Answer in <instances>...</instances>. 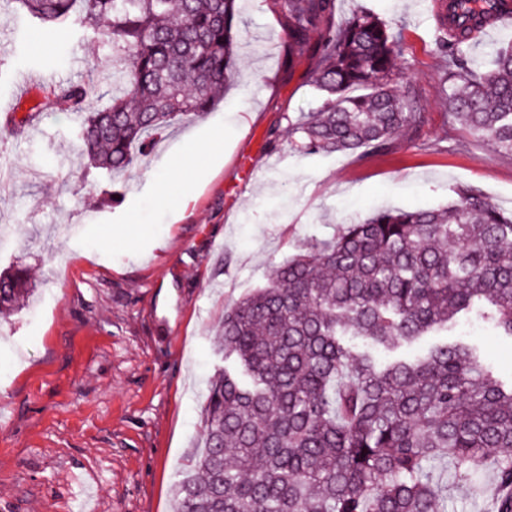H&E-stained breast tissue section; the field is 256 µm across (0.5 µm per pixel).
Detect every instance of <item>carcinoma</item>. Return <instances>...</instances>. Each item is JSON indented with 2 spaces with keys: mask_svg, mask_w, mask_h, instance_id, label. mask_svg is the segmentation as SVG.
I'll use <instances>...</instances> for the list:
<instances>
[{
  "mask_svg": "<svg viewBox=\"0 0 512 512\" xmlns=\"http://www.w3.org/2000/svg\"><path fill=\"white\" fill-rule=\"evenodd\" d=\"M49 27L81 7L85 32L112 49L123 90L93 109L87 83L55 86L37 108L78 118L88 168L123 175L180 116H201L232 81L237 0H17ZM471 21L436 24L442 91L471 130L512 155V45L486 71L465 57L512 0H449ZM288 59L315 60L322 103L284 116L302 153L388 149L416 121L396 82L399 47L369 11L336 21V0H272ZM318 39H313V35ZM436 209L381 210L285 259L266 285L224 311V359L210 378L200 450L186 463L173 512H448L433 479L493 469L496 512H512V385L464 345L416 360L378 361L479 305L512 336V212L472 187ZM26 270L0 272V315L28 302ZM362 336L360 353L342 337Z\"/></svg>",
  "mask_w": 512,
  "mask_h": 512,
  "instance_id": "obj_1",
  "label": "carcinoma"
}]
</instances>
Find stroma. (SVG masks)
I'll return each mask as SVG.
<instances>
[{
    "label": "stroma",
    "mask_w": 512,
    "mask_h": 512,
    "mask_svg": "<svg viewBox=\"0 0 512 512\" xmlns=\"http://www.w3.org/2000/svg\"><path fill=\"white\" fill-rule=\"evenodd\" d=\"M366 9L399 39L400 85L413 87L417 130L386 151L306 154L286 116L314 111L313 62L288 59L271 0H241L238 71L212 112L185 117L104 205L103 176L75 149L72 114L34 112L45 90L17 92L22 72L47 65L64 82L94 80L95 106L112 91V52L80 39L82 15L50 29L17 0H0V101L29 123L9 137L11 179L0 192V271L22 266L33 293L0 319V512H172L182 467L201 435L207 383L224 364L218 326L227 307L265 285L312 241L378 210L433 209L457 186L512 212V155L452 116L440 85L432 0H337L336 17ZM223 143H216V136ZM203 145L199 174L156 188L188 138ZM134 223V241L124 234ZM475 348L512 379V338L473 312L451 331L399 348L415 356L442 341ZM448 512H481L488 472L454 483Z\"/></svg>",
    "instance_id": "obj_1"
}]
</instances>
